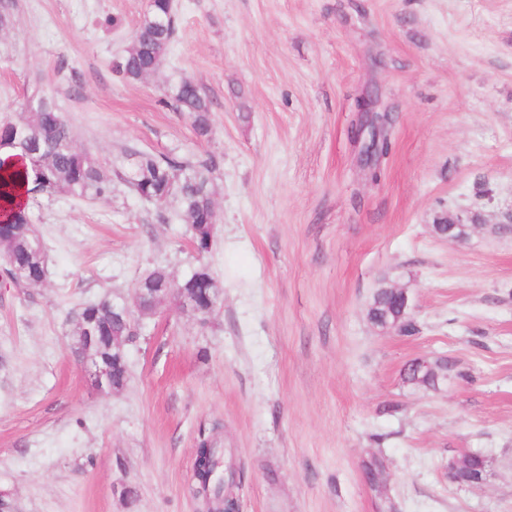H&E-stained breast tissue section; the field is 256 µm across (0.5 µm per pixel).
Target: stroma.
<instances>
[{
	"label": "stroma",
	"mask_w": 512,
	"mask_h": 512,
	"mask_svg": "<svg viewBox=\"0 0 512 512\" xmlns=\"http://www.w3.org/2000/svg\"><path fill=\"white\" fill-rule=\"evenodd\" d=\"M148 2L12 0L0 30V124L44 97L109 169L134 149L218 161L201 258L175 207L120 180L33 202L48 282L0 272L4 512H210L194 493L204 439L233 460L241 512H512V236L470 224L512 208V0H174L162 66L131 81L112 62ZM185 74L213 102L209 137L165 101ZM373 94L389 151L368 166ZM441 215L467 224L463 242L434 233ZM201 263L210 321L174 297L137 318L127 383L100 393L71 311L133 305L149 271ZM384 281L415 333L369 322ZM444 354L462 378L403 383L407 362ZM469 451L484 482L450 484Z\"/></svg>",
	"instance_id": "35a3bbf8"
}]
</instances>
